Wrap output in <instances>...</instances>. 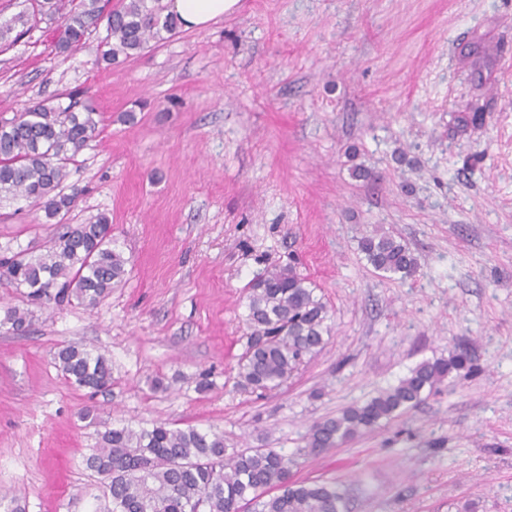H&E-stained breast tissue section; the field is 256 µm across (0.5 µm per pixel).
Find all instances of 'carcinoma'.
<instances>
[{
	"instance_id": "obj_1",
	"label": "carcinoma",
	"mask_w": 512,
	"mask_h": 512,
	"mask_svg": "<svg viewBox=\"0 0 512 512\" xmlns=\"http://www.w3.org/2000/svg\"><path fill=\"white\" fill-rule=\"evenodd\" d=\"M49 24L55 47L66 53L80 48L88 31L106 24L97 62L109 66L175 34L176 19L161 0H30V10L0 24L5 40L18 24ZM67 104L39 101L11 118L0 116V198H21L64 219L78 193L65 194L68 165L98 131L99 113L75 89ZM367 262L385 278L413 276L418 260L391 234L374 233L359 241ZM127 260L112 248V225L106 216L88 224H67L40 253L23 250L0 259V286L12 288L27 304L45 308L71 302L94 305L122 282ZM247 320L252 328L238 361V385L253 392L281 386L305 359L322 351L329 333L328 309L308 279L292 265L275 266L251 282ZM33 312L9 307L0 327L16 335L31 325ZM64 377L94 393L112 387V365L101 354L64 346L54 355ZM472 359L460 350L413 367L398 383L361 405L314 423L297 456H318L415 406L423 394L451 374L468 373ZM101 477L94 512H235L240 504L252 512H348L346 491L334 481H298L296 456L272 448L231 450L224 435L194 427H107L99 445L85 459Z\"/></svg>"
}]
</instances>
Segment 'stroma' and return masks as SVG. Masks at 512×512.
<instances>
[{
    "label": "stroma",
    "mask_w": 512,
    "mask_h": 512,
    "mask_svg": "<svg viewBox=\"0 0 512 512\" xmlns=\"http://www.w3.org/2000/svg\"><path fill=\"white\" fill-rule=\"evenodd\" d=\"M105 35L60 53L40 23L0 44V116L87 90L100 123L68 167V219L108 216L128 261L96 305L0 328V490L23 512H91L104 423L290 455L313 422L464 348L474 375L294 477L336 481L350 512H512V0H241L107 70ZM375 231L411 249L413 277L367 262ZM54 233L0 201V255ZM292 261L330 333L259 396L237 384L249 285ZM69 344L109 360L110 391L68 382Z\"/></svg>",
    "instance_id": "1"
}]
</instances>
